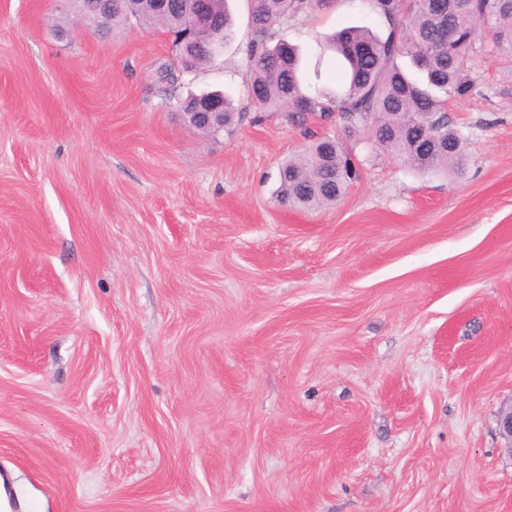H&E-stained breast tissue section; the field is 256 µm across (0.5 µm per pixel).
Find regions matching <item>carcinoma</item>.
Returning a JSON list of instances; mask_svg holds the SVG:
<instances>
[{"label": "carcinoma", "mask_w": 512, "mask_h": 512, "mask_svg": "<svg viewBox=\"0 0 512 512\" xmlns=\"http://www.w3.org/2000/svg\"><path fill=\"white\" fill-rule=\"evenodd\" d=\"M250 33L243 47L246 98L264 112L287 114L288 123L309 131L313 117H334L348 132L362 131L376 147L424 171L460 169L463 141L450 126L446 105L464 93L466 67L482 32L512 50V0H370L389 32L381 38L362 27L342 30L332 49L347 63L345 90L311 96L301 89L299 54L286 40H274V25L288 16L305 15L325 0H249ZM213 25L218 40L177 50L181 69L209 63L222 44L234 38V20L227 0H217ZM407 57L421 74L413 80L398 64ZM315 142L297 161L283 165L279 179L283 203L305 208L334 205L362 172L352 155L336 143V162L324 167Z\"/></svg>", "instance_id": "1"}]
</instances>
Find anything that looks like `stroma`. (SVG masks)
<instances>
[{"label":"stroma","instance_id":"1","mask_svg":"<svg viewBox=\"0 0 512 512\" xmlns=\"http://www.w3.org/2000/svg\"><path fill=\"white\" fill-rule=\"evenodd\" d=\"M236 38L175 67L173 36L76 0H0V494L39 512H512V58L485 35L448 103L461 172L339 123L360 181L276 197L309 137L247 104ZM389 28L368 0L274 26L311 96L325 40ZM245 109L185 124L188 93Z\"/></svg>","mask_w":512,"mask_h":512}]
</instances>
